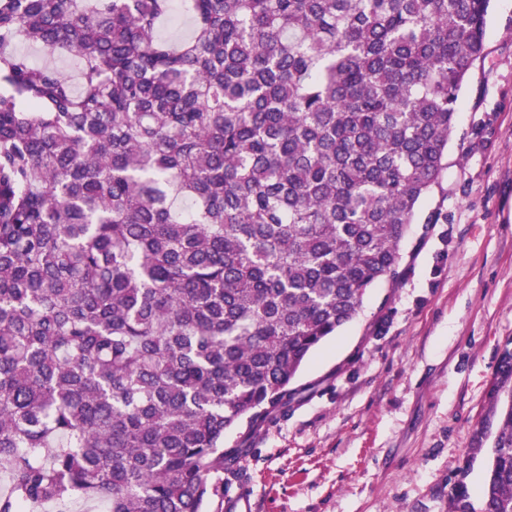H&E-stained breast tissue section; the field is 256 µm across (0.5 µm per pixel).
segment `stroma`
Here are the masks:
<instances>
[{"mask_svg":"<svg viewBox=\"0 0 512 512\" xmlns=\"http://www.w3.org/2000/svg\"><path fill=\"white\" fill-rule=\"evenodd\" d=\"M447 167L422 200L396 278L305 363L301 392L226 432L224 497L252 512H448L472 503L499 431L512 341V0H492L460 93Z\"/></svg>","mask_w":512,"mask_h":512,"instance_id":"obj_1","label":"stroma"}]
</instances>
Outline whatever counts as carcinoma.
<instances>
[{"mask_svg": "<svg viewBox=\"0 0 512 512\" xmlns=\"http://www.w3.org/2000/svg\"><path fill=\"white\" fill-rule=\"evenodd\" d=\"M183 2L0 0V512L223 509L226 431L397 274L491 0Z\"/></svg>", "mask_w": 512, "mask_h": 512, "instance_id": "carcinoma-1", "label": "carcinoma"}]
</instances>
